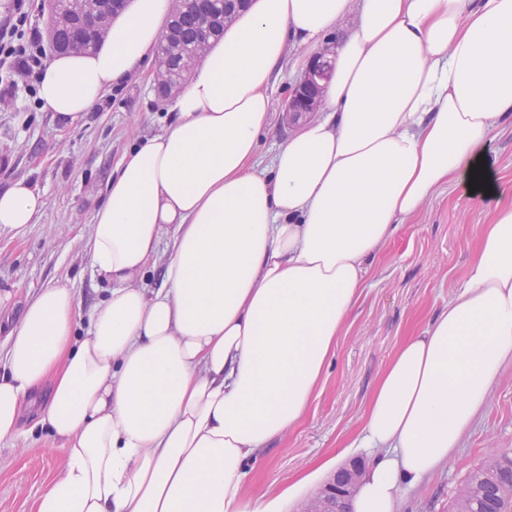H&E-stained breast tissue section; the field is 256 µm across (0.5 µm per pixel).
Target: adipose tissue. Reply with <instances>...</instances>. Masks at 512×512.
Here are the masks:
<instances>
[{
	"label": "adipose tissue",
	"mask_w": 512,
	"mask_h": 512,
	"mask_svg": "<svg viewBox=\"0 0 512 512\" xmlns=\"http://www.w3.org/2000/svg\"><path fill=\"white\" fill-rule=\"evenodd\" d=\"M172 0H132L93 51L54 58L39 98L66 123L145 72ZM321 118L254 160L288 46L307 66L344 18ZM512 122V0H252L117 163L85 244L107 297L27 296L0 361V443L36 417L66 464L36 512H272L245 487L303 420L375 259L443 184L497 203L447 309L382 370L346 456L352 512H396L448 463L512 362V200L485 149ZM44 205L0 192V231ZM172 242L161 253L163 239ZM159 265L161 285L140 279Z\"/></svg>",
	"instance_id": "1"
}]
</instances>
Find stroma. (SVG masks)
Here are the masks:
<instances>
[{"mask_svg":"<svg viewBox=\"0 0 512 512\" xmlns=\"http://www.w3.org/2000/svg\"><path fill=\"white\" fill-rule=\"evenodd\" d=\"M152 74L108 92L82 121L57 119L17 78L0 99V190L31 182L45 205L36 223L0 233V296L21 310L29 292L59 281L73 286L81 310L103 298L106 282L90 273L84 245L112 170L137 139L163 129L170 101L159 100ZM505 197H512V125L486 147ZM494 201L476 203L463 182L439 187L413 220L401 225L373 265L370 287L336 342L320 389L301 424L274 444L246 486L250 497L279 496L289 484L339 452L361 426L383 368L411 332L452 299ZM512 453V362L504 364L487 405L449 462L421 486L403 491L397 512H448L458 485L487 458ZM60 440L39 430L23 449L0 444V512H35L63 470Z\"/></svg>","mask_w":512,"mask_h":512,"instance_id":"35a3bbf8","label":"stroma"}]
</instances>
